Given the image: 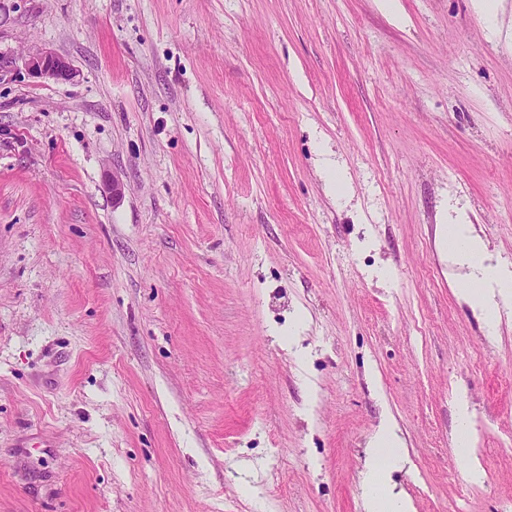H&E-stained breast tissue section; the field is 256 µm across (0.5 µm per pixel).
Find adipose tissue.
<instances>
[{"mask_svg":"<svg viewBox=\"0 0 512 512\" xmlns=\"http://www.w3.org/2000/svg\"><path fill=\"white\" fill-rule=\"evenodd\" d=\"M443 244L455 264L469 270L458 296L488 325L497 326L512 299V270L490 263L483 240L473 233L463 212L448 216ZM404 462L397 427L392 419H385L370 439L364 464V512H415L412 502L390 481L391 471Z\"/></svg>","mask_w":512,"mask_h":512,"instance_id":"obj_1","label":"adipose tissue"}]
</instances>
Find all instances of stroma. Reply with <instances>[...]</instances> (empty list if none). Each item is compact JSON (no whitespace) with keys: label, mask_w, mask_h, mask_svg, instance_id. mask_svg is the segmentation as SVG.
<instances>
[{"label":"stroma","mask_w":512,"mask_h":512,"mask_svg":"<svg viewBox=\"0 0 512 512\" xmlns=\"http://www.w3.org/2000/svg\"><path fill=\"white\" fill-rule=\"evenodd\" d=\"M398 2L0 0V512H363L388 415L415 512H512L442 244L512 267V0ZM25 68L32 78L57 82H70L78 75L77 70L65 57L52 51L38 50L29 53L25 59ZM458 414L461 425L456 432L455 442L461 458L467 462L471 473L478 475L480 473L478 456L475 448V434L469 427V403L465 396L459 397Z\"/></svg>","instance_id":"obj_1"}]
</instances>
